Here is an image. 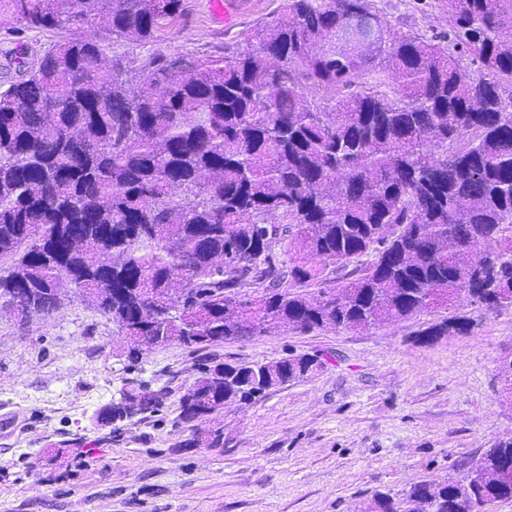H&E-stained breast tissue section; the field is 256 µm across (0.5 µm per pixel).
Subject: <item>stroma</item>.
Segmentation results:
<instances>
[{"label": "stroma", "mask_w": 512, "mask_h": 512, "mask_svg": "<svg viewBox=\"0 0 512 512\" xmlns=\"http://www.w3.org/2000/svg\"><path fill=\"white\" fill-rule=\"evenodd\" d=\"M282 0H241L232 24L208 0H183L177 22L155 41L130 46L136 64L159 54H221L247 48ZM392 29L447 37L439 0H371ZM51 31L18 32L0 16V71L5 54H36ZM467 315L471 333L415 343L424 324ZM118 328L73 301L20 325L0 311V512H360L378 492L397 494L421 482L465 473L492 441L512 436V401L499 364L512 356V309L483 311L455 301L446 308L366 331L316 330L227 340L211 355L272 361L320 355L310 377L272 389L249 406H232L211 426L220 448H186L173 426L197 358L178 343L157 345L129 365ZM170 386L166 422L137 419L120 431L99 426L96 412L124 380ZM84 442L83 456L53 466L51 447Z\"/></svg>", "instance_id": "35a3bbf8"}]
</instances>
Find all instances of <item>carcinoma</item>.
Segmentation results:
<instances>
[{"instance_id": "obj_1", "label": "carcinoma", "mask_w": 512, "mask_h": 512, "mask_svg": "<svg viewBox=\"0 0 512 512\" xmlns=\"http://www.w3.org/2000/svg\"><path fill=\"white\" fill-rule=\"evenodd\" d=\"M443 2L446 49L390 28L364 51L346 27L378 16L369 0H284L230 58L134 69L82 31L146 44L183 0H0L23 29L61 34L0 88V304L33 300L44 319L65 284L131 361L172 342L195 354L273 329L367 330L456 299L512 308V0ZM380 71L387 91L368 86ZM473 327L442 319L415 342ZM321 366L198 360L174 419L184 447L223 444L199 423ZM167 395L135 391L107 423L159 413ZM476 466L479 485L467 471L362 512H491L512 498V437Z\"/></svg>"}]
</instances>
